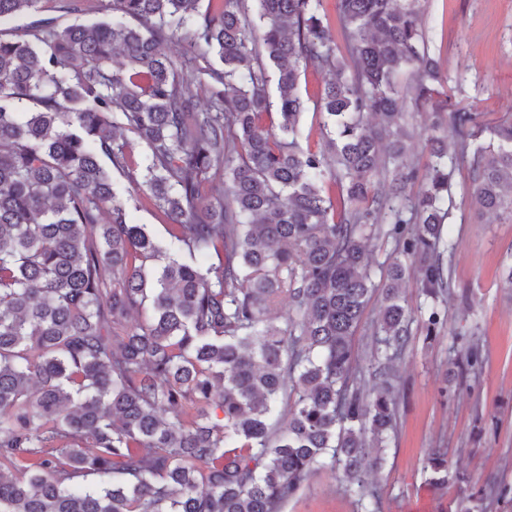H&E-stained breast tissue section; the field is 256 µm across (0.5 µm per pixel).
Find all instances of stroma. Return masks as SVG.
Wrapping results in <instances>:
<instances>
[{"mask_svg": "<svg viewBox=\"0 0 512 512\" xmlns=\"http://www.w3.org/2000/svg\"><path fill=\"white\" fill-rule=\"evenodd\" d=\"M107 0H43L38 18L63 27L92 21ZM429 53L448 79V99L480 113L492 126L512 120V0H423ZM471 181L458 166L451 181L452 216L442 239L454 248L452 296L426 297L418 263L402 294L412 324L404 356L394 367L395 429L381 467L369 478L376 499L347 490L332 467L316 471L283 512H480V487L489 481L512 490V289L502 274L512 265V221L477 217ZM129 218L144 225L165 255L186 260L166 222L147 199L131 202ZM448 316L427 335L430 308ZM485 356L480 374L464 379L454 362L470 340ZM446 452L448 484L434 485L426 467L431 450Z\"/></svg>", "mask_w": 512, "mask_h": 512, "instance_id": "obj_1", "label": "stroma"}]
</instances>
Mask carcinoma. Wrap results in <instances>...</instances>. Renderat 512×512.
I'll return each mask as SVG.
<instances>
[{"instance_id":"cac0c4a2","label":"carcinoma","mask_w":512,"mask_h":512,"mask_svg":"<svg viewBox=\"0 0 512 512\" xmlns=\"http://www.w3.org/2000/svg\"><path fill=\"white\" fill-rule=\"evenodd\" d=\"M39 2L0 0V20ZM199 2L108 0L94 22L0 37V512H282L327 458L375 498L395 397L356 376L366 307L382 293L386 378L411 334L406 259L426 296L451 288L456 161L476 214L512 216V123L470 148L478 114L448 108L419 0H336L342 49L324 0ZM310 65L332 75L317 150L298 140ZM407 97L433 158L414 193ZM104 157L207 265H153ZM374 236L393 243L380 281ZM282 295L285 328L269 318ZM483 363L468 346L464 371ZM428 463L444 484V454Z\"/></svg>"}]
</instances>
